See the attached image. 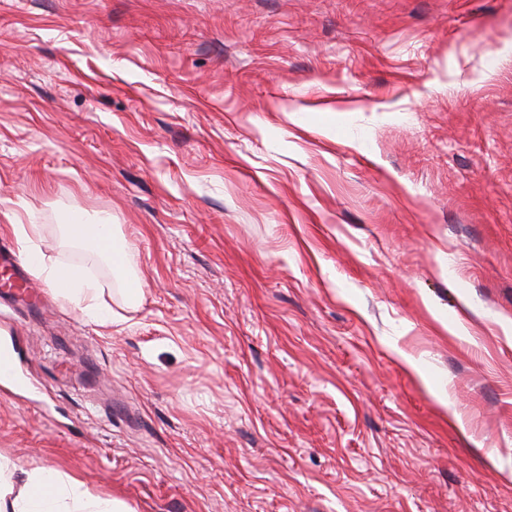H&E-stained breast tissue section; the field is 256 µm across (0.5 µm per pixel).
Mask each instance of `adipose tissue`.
<instances>
[{"instance_id":"1","label":"adipose tissue","mask_w":512,"mask_h":512,"mask_svg":"<svg viewBox=\"0 0 512 512\" xmlns=\"http://www.w3.org/2000/svg\"><path fill=\"white\" fill-rule=\"evenodd\" d=\"M11 231L32 273L52 288L61 303L77 307L101 326L122 322V315L112 308L97 279L70 264L46 263L39 246L40 225L15 224ZM66 233L72 242L96 253L115 277L125 282V305L137 307L143 297V277L130 266L127 245L111 225L89 224L77 214ZM14 468L12 460L0 455V512H134L124 501L94 493L74 476L53 469L28 471L22 488H13L5 474Z\"/></svg>"}]
</instances>
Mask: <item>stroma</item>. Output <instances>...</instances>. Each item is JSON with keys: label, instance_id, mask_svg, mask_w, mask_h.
I'll return each instance as SVG.
<instances>
[{"label": "stroma", "instance_id": "obj_1", "mask_svg": "<svg viewBox=\"0 0 512 512\" xmlns=\"http://www.w3.org/2000/svg\"><path fill=\"white\" fill-rule=\"evenodd\" d=\"M11 220L125 317L0 305L15 484L512 512V0H0V249ZM73 214L71 224L66 225L68 238L96 253L113 275L128 285L123 292L125 306L136 308L143 297V277L129 265L125 241L115 235L112 224H87L77 208Z\"/></svg>", "mask_w": 512, "mask_h": 512}]
</instances>
